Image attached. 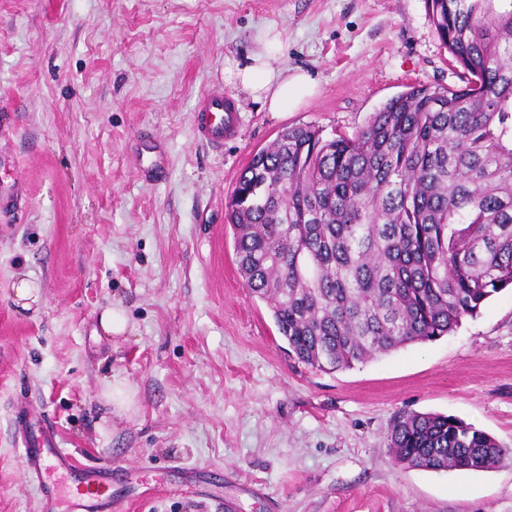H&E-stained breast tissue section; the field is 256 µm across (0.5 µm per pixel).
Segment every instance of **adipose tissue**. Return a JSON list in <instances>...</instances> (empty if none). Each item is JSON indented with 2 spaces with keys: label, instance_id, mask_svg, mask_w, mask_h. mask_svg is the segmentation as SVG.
Returning <instances> with one entry per match:
<instances>
[{
  "label": "adipose tissue",
  "instance_id": "1",
  "mask_svg": "<svg viewBox=\"0 0 512 512\" xmlns=\"http://www.w3.org/2000/svg\"><path fill=\"white\" fill-rule=\"evenodd\" d=\"M284 47L282 31L273 25L266 27L261 49L253 55L250 64L234 73L243 90L261 101L270 112L297 110L317 88L316 81L307 72H291L281 67Z\"/></svg>",
  "mask_w": 512,
  "mask_h": 512
}]
</instances>
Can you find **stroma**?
Returning a JSON list of instances; mask_svg holds the SVG:
<instances>
[{"label": "stroma", "instance_id": "35a3bbf8", "mask_svg": "<svg viewBox=\"0 0 512 512\" xmlns=\"http://www.w3.org/2000/svg\"><path fill=\"white\" fill-rule=\"evenodd\" d=\"M319 89L266 111L232 78L268 25ZM426 0H0V512H41L14 423L113 469L115 512H512V289L430 343L332 373L295 362L239 274L236 179L284 129L354 135L414 83L460 86ZM221 90L240 135L193 128ZM155 138L165 170L133 153ZM39 288L17 305L19 278ZM121 304L126 336L105 334ZM136 390L116 409L113 377ZM401 413L451 415L504 448L489 471L395 464Z\"/></svg>", "mask_w": 512, "mask_h": 512}]
</instances>
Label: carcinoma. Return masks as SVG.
I'll list each match as a JSON object with an SVG mask.
<instances>
[{
	"instance_id": "obj_1",
	"label": "carcinoma",
	"mask_w": 512,
	"mask_h": 512,
	"mask_svg": "<svg viewBox=\"0 0 512 512\" xmlns=\"http://www.w3.org/2000/svg\"><path fill=\"white\" fill-rule=\"evenodd\" d=\"M427 4L462 85L410 86L351 137L285 129L227 204L246 287L314 371L447 336L512 286V0ZM387 442L396 463L434 472L504 454L433 413L395 417Z\"/></svg>"
}]
</instances>
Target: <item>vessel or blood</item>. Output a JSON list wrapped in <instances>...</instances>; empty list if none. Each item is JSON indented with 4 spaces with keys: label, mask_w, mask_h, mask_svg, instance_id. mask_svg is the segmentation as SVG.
Segmentation results:
<instances>
[{
    "label": "vessel or blood",
    "mask_w": 512,
    "mask_h": 512,
    "mask_svg": "<svg viewBox=\"0 0 512 512\" xmlns=\"http://www.w3.org/2000/svg\"><path fill=\"white\" fill-rule=\"evenodd\" d=\"M194 125L197 135L214 145L237 137L239 107L232 96L221 92L205 94L199 101ZM139 160L154 174L163 171V154L158 144L139 147ZM16 430L25 444L28 474L40 478L46 467L65 473L70 484L64 499H57L53 489L43 487L42 512H112V470L81 463L61 448L52 425L44 423L39 413L21 406L16 418Z\"/></svg>",
    "instance_id": "vessel-or-blood-1"
}]
</instances>
